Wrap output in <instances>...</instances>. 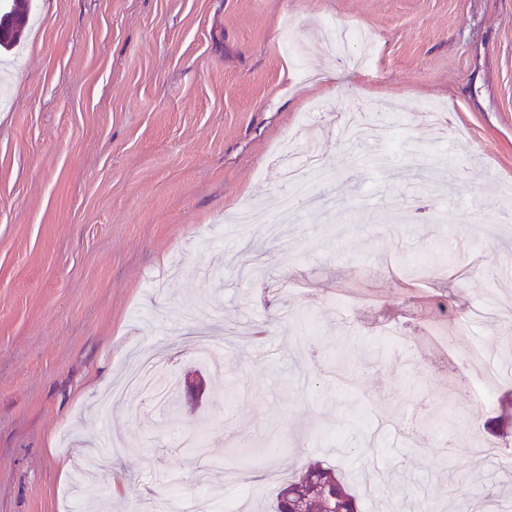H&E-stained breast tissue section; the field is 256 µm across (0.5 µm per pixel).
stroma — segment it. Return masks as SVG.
Returning <instances> with one entry per match:
<instances>
[{"label": "stroma", "instance_id": "1", "mask_svg": "<svg viewBox=\"0 0 512 512\" xmlns=\"http://www.w3.org/2000/svg\"><path fill=\"white\" fill-rule=\"evenodd\" d=\"M20 2L32 21L0 53V512H82L80 469L113 512L202 491L265 512L263 473L314 462L363 512H463L476 478L495 483L471 448L512 453V420L485 430L502 410L460 355L495 345L512 403V318L493 303L512 296V0ZM326 18L371 34L367 65L356 43L329 51ZM357 96L402 131L346 140ZM288 140L326 178L277 233H235L243 207L277 212ZM144 350L201 377L175 417L126 384ZM168 421L223 441L169 447ZM279 440L212 487L229 449Z\"/></svg>", "mask_w": 512, "mask_h": 512}]
</instances>
